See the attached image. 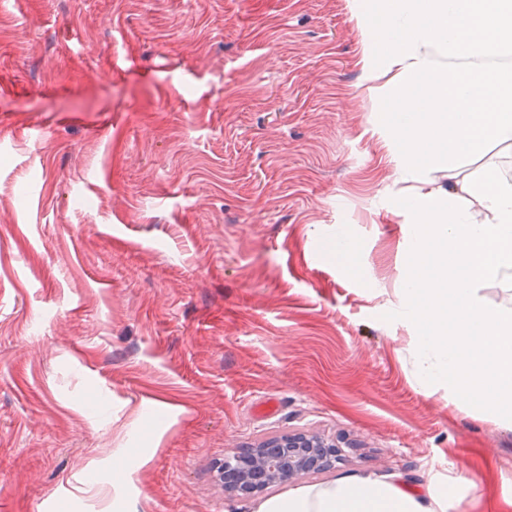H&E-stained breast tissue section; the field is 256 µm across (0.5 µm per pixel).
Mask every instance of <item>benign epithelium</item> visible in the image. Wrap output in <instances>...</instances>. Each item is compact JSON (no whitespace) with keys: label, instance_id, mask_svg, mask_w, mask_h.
Listing matches in <instances>:
<instances>
[{"label":"benign epithelium","instance_id":"benign-epithelium-1","mask_svg":"<svg viewBox=\"0 0 512 512\" xmlns=\"http://www.w3.org/2000/svg\"><path fill=\"white\" fill-rule=\"evenodd\" d=\"M336 454V444L320 437L288 434L267 438L248 449L256 456L254 469L242 475V482L254 485L246 489L238 483L224 481V491L232 497L251 498L266 488L286 483L302 475L325 469L321 449Z\"/></svg>","mask_w":512,"mask_h":512}]
</instances>
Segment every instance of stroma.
<instances>
[{"mask_svg": "<svg viewBox=\"0 0 512 512\" xmlns=\"http://www.w3.org/2000/svg\"><path fill=\"white\" fill-rule=\"evenodd\" d=\"M345 0H0V512H251L216 465L512 496V429L425 387L413 244ZM146 466H138L140 453ZM466 476V475H465ZM321 448L330 449L335 463L336 444L316 436L288 434L245 446L243 449H249L256 456V464L254 469L242 475L241 483L252 484L254 488H243L240 483H230L222 476L224 491L232 497L251 498L272 485L327 469Z\"/></svg>", "mask_w": 512, "mask_h": 512, "instance_id": "1", "label": "stroma"}]
</instances>
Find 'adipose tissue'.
<instances>
[{"instance_id": "adipose-tissue-1", "label": "adipose tissue", "mask_w": 512, "mask_h": 512, "mask_svg": "<svg viewBox=\"0 0 512 512\" xmlns=\"http://www.w3.org/2000/svg\"><path fill=\"white\" fill-rule=\"evenodd\" d=\"M414 245L401 310L419 330L421 371L448 396L498 425H512V307L481 291L512 279V175L493 168L480 181L449 182L412 199ZM435 485L349 475L256 502L252 512H447Z\"/></svg>"}]
</instances>
